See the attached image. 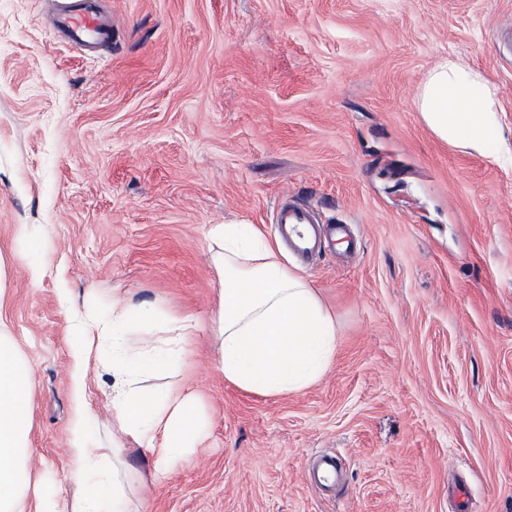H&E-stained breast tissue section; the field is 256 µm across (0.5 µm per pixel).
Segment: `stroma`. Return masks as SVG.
Instances as JSON below:
<instances>
[{"instance_id":"1","label":"stroma","mask_w":512,"mask_h":512,"mask_svg":"<svg viewBox=\"0 0 512 512\" xmlns=\"http://www.w3.org/2000/svg\"><path fill=\"white\" fill-rule=\"evenodd\" d=\"M89 56L45 0H0V320L34 366L32 480L75 494L72 433L111 443L112 347L77 388L74 339L112 299L208 320L213 224L272 237L283 196L355 224L360 254L305 275L339 324L322 379L226 382L209 333L140 386H191L206 441L150 512H512V167L438 142L416 109L443 55L480 69L512 127V0H105ZM334 456L332 492L308 478Z\"/></svg>"}]
</instances>
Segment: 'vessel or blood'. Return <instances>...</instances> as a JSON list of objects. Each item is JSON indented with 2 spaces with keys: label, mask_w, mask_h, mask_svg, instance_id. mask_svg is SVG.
<instances>
[{
  "label": "vessel or blood",
  "mask_w": 512,
  "mask_h": 512,
  "mask_svg": "<svg viewBox=\"0 0 512 512\" xmlns=\"http://www.w3.org/2000/svg\"><path fill=\"white\" fill-rule=\"evenodd\" d=\"M51 21L68 44L87 54L111 43L115 31L102 0H59ZM274 230L288 251L300 259L309 258L330 244L349 252L360 248L347 224L327 223L315 207L285 198L276 205Z\"/></svg>",
  "instance_id": "1"
}]
</instances>
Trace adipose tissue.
Returning <instances> with one entry per match:
<instances>
[{"label":"adipose tissue","instance_id":"obj_1","mask_svg":"<svg viewBox=\"0 0 512 512\" xmlns=\"http://www.w3.org/2000/svg\"><path fill=\"white\" fill-rule=\"evenodd\" d=\"M417 110L439 141L473 156L512 163V129L501 120L498 88L458 58L444 57L428 71ZM208 235L220 285L212 332L225 379L264 395L299 392L315 384L336 354L338 328L312 283L279 259L255 225L214 224ZM141 314V309L113 298L111 323L86 326L82 354L92 359L101 337L111 338L112 372L120 378L112 390L117 436L111 453H122L125 437L146 444L155 458L153 474L138 478L146 486L156 474L191 458L209 413L188 387H140L133 370L124 365L129 350L152 354L155 348L140 326ZM33 387L32 366L0 327V512H22V502L30 495L36 512H126L125 475L104 470L88 448L77 449L71 473L83 489L79 500L68 501L59 488L31 494Z\"/></svg>","mask_w":512,"mask_h":512}]
</instances>
